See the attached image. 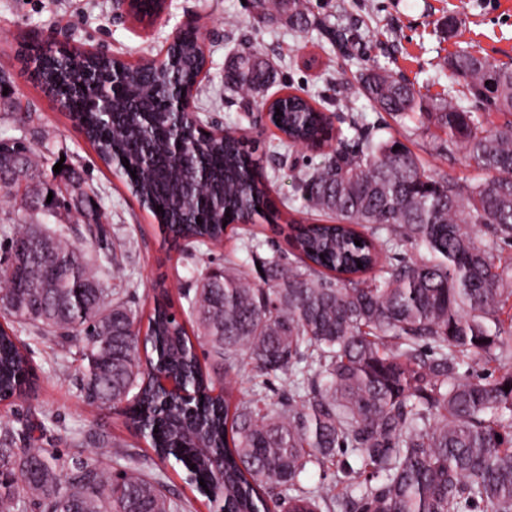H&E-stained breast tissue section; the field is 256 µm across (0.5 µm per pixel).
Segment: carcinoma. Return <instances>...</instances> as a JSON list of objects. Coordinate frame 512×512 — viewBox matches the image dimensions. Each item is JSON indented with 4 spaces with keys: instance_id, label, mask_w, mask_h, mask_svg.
Segmentation results:
<instances>
[{
    "instance_id": "1",
    "label": "carcinoma",
    "mask_w": 512,
    "mask_h": 512,
    "mask_svg": "<svg viewBox=\"0 0 512 512\" xmlns=\"http://www.w3.org/2000/svg\"><path fill=\"white\" fill-rule=\"evenodd\" d=\"M251 8L263 20L286 16L296 33L313 30L310 0H251ZM320 34L347 54L356 47L350 25H324ZM205 65L199 40L178 35L162 66L139 65L112 91L107 113L92 102L90 76L118 72L125 68L120 59L75 52L39 63L40 86L70 102V118L99 157L108 165L128 159L137 178L125 174L126 184L139 204L199 246L220 239L225 226L199 201L183 202L192 165L168 153L164 92L196 82ZM447 66L452 84L462 87L452 101L426 102L413 84L380 67L363 75L360 91L382 112L419 116L438 131V147L464 153L491 176L467 184L431 173L400 140L374 138L363 116L352 117L350 134H335L311 100L281 96L273 108L283 116L272 111L269 119L283 141L268 150L286 139L336 140L301 186L307 207L334 223L281 228L295 259L279 250L260 257L265 277L258 283L231 264L222 274L205 273L189 302L190 332L161 281L140 342L141 316L121 298H107L102 263L91 256L101 233L93 199L74 186L46 210L48 189L36 184L35 209L47 217L78 212L84 242L71 243L41 221L4 231L0 403L34 388L18 345L19 333L34 327L79 350L86 401L129 404L147 423L153 452L184 465L191 488L223 512H324L335 502L333 489H306L301 477L339 455L344 477L359 491L350 501L355 512H512V369L498 354L512 339V266L494 258L498 243L512 242V64L461 50ZM270 78L248 46L226 76L229 87L251 93ZM34 135L4 141L30 178L38 167L28 141ZM186 141L207 160L206 200L224 204L233 221L278 223L280 210L244 141L196 130ZM470 224L481 225L485 237L472 235ZM409 245L425 256L401 258ZM192 335L207 346L211 367L195 356ZM244 356L259 375L288 385L278 407H260L263 388L249 401H234L228 389L222 401L211 396ZM479 363L493 365L488 375L462 372ZM155 372L184 378L193 400L161 393ZM33 430L25 419L0 432V512L191 508L166 493L159 475L112 474L93 458L31 447ZM276 487L288 495L271 505Z\"/></svg>"
}]
</instances>
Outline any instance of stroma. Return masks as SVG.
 Masks as SVG:
<instances>
[{
  "mask_svg": "<svg viewBox=\"0 0 512 512\" xmlns=\"http://www.w3.org/2000/svg\"><path fill=\"white\" fill-rule=\"evenodd\" d=\"M319 19L346 23L363 20L352 57L338 54L319 32L303 36L293 33L282 20L255 18L245 0H172L171 7L151 31L144 33L115 0H0V72L9 75L7 95L14 108L0 112V139L21 136L38 127L32 139L35 151L50 147L64 165L78 176L81 187L95 195L103 213V229L110 245L111 260L105 265L104 284L139 312L153 304V284L165 277L173 307L187 314L201 273L223 266L233 257L240 271L258 278L254 256L242 248L243 236L253 234L263 241L264 254L287 250L282 236L262 219L236 225L222 243L190 252L188 247L171 248L152 215L143 210L128 191L115 168L106 166L79 128L55 101L27 74L15 59L22 44L69 47L102 52L136 62L154 55L188 22L202 30L208 59V74L202 80L196 108L203 119L234 131L255 148L265 174L271 180L273 202L288 199L282 216L308 224L320 215L308 210L301 197L300 179L308 165L319 163L318 152L300 147H282L279 155L267 153L266 144L277 137L266 121H248L246 108L253 97L227 94L224 74L236 61L243 44H250L273 68L275 80L264 99L288 93L310 95L318 108L334 114L336 127L349 126L352 113L362 114L376 137H396L422 159L427 169L447 172L450 177L472 182L483 179L484 171L463 155L445 159L434 149V132L420 128L418 120L399 121L373 109L363 95L350 107L339 105L341 87L359 85L367 68H387L397 78L413 82L428 98H444L451 83L446 61L456 51L473 48L493 63L512 62V0H312ZM457 15L455 29H447L448 15ZM30 350L38 376L35 394L0 403V429L17 420L51 419L49 431L38 437L36 446L73 453L76 434L103 433L113 448L122 449L121 466L166 477L170 496L190 500L191 512H213L190 488L182 464L158 459L146 438L111 406L86 403L80 394V363L69 344L46 341L21 334Z\"/></svg>",
  "mask_w": 512,
  "mask_h": 512,
  "instance_id": "1",
  "label": "stroma"
}]
</instances>
